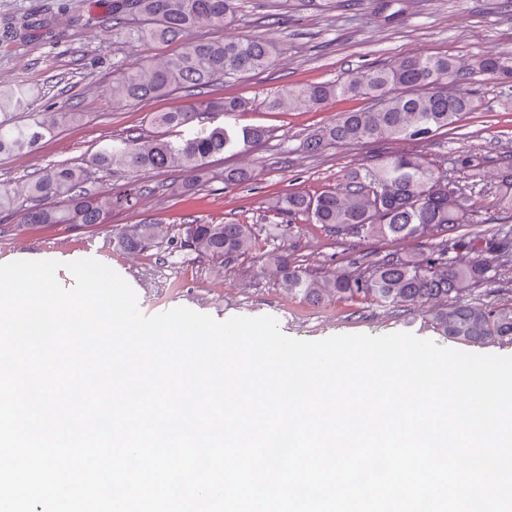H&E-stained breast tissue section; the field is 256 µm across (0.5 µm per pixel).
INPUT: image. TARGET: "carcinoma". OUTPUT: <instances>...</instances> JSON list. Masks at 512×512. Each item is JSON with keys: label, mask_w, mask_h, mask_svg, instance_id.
<instances>
[{"label": "carcinoma", "mask_w": 512, "mask_h": 512, "mask_svg": "<svg viewBox=\"0 0 512 512\" xmlns=\"http://www.w3.org/2000/svg\"><path fill=\"white\" fill-rule=\"evenodd\" d=\"M238 0H112V28L128 44L178 41L181 50L155 61L144 58L136 67L112 75L107 93L116 106L147 103L181 91L199 95L219 81L239 80L267 70L276 44L267 38L198 39L194 31L209 25L222 28L237 11ZM488 76L512 88V58L476 54L460 64L447 54L402 56L390 64L370 67L347 80L285 86L268 98L270 110L312 109L333 99L367 101L359 110L342 112L303 144L319 153L336 144H371L382 140H422L456 124L477 110L470 93H450L446 84ZM25 91L0 89V156L31 151L59 122H78L81 112L49 108L31 113L20 125L9 120L24 107ZM239 97L198 99L180 108L152 114L162 129L153 138H126L103 144L90 158L100 169L114 166L133 171L178 168L199 175L217 156L250 153L270 138L264 126L201 127L202 115L243 112ZM254 170L229 168L224 184L254 180ZM495 206L512 215V160L498 169ZM86 170L55 165L12 188L0 189V213L19 214L21 224H107L116 209L136 207L141 191H91ZM472 195L448 181L428 158L415 152L388 154L376 163L351 171L344 183L316 196L285 191L268 200V208L286 217L291 228L297 217L338 233L394 242L422 240L411 254H360L330 276H312L293 254L274 255L281 288L318 306L335 301L369 300L380 306L424 308L429 325L447 339L485 344L512 341V302L495 307L470 300L476 287L496 278L501 260L512 248V228L491 230L486 250L499 259L448 256V241L471 223ZM161 224L144 220L122 227L119 248L139 253L157 243ZM183 245L198 257L227 265L247 257L254 246L248 224L184 225Z\"/></svg>", "instance_id": "carcinoma-1"}]
</instances>
